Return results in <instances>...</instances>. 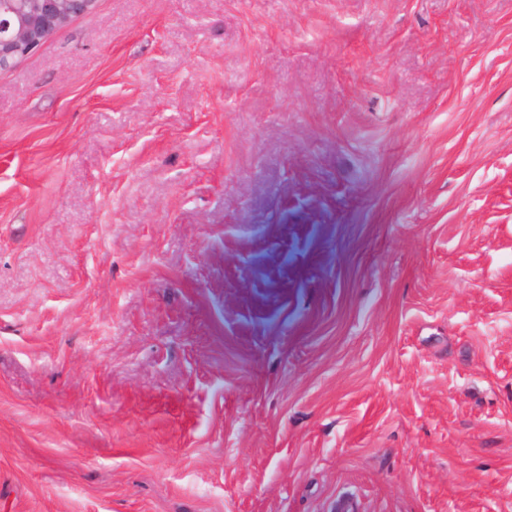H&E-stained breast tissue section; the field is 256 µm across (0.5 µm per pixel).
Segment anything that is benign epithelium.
Masks as SVG:
<instances>
[{
	"label": "benign epithelium",
	"instance_id": "benign-epithelium-1",
	"mask_svg": "<svg viewBox=\"0 0 512 512\" xmlns=\"http://www.w3.org/2000/svg\"><path fill=\"white\" fill-rule=\"evenodd\" d=\"M97 0H0V70L35 53L73 18L95 11Z\"/></svg>",
	"mask_w": 512,
	"mask_h": 512
}]
</instances>
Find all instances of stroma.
Listing matches in <instances>:
<instances>
[{"instance_id":"obj_1","label":"stroma","mask_w":512,"mask_h":512,"mask_svg":"<svg viewBox=\"0 0 512 512\" xmlns=\"http://www.w3.org/2000/svg\"><path fill=\"white\" fill-rule=\"evenodd\" d=\"M512 512V0H98L0 71V512Z\"/></svg>"}]
</instances>
